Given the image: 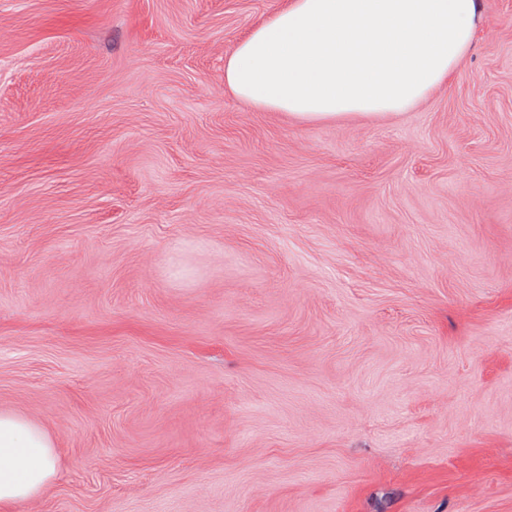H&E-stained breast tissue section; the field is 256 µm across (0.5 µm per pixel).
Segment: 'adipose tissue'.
Wrapping results in <instances>:
<instances>
[{"instance_id":"1","label":"adipose tissue","mask_w":512,"mask_h":512,"mask_svg":"<svg viewBox=\"0 0 512 512\" xmlns=\"http://www.w3.org/2000/svg\"><path fill=\"white\" fill-rule=\"evenodd\" d=\"M477 0H290L224 58L237 99L303 124L413 109L448 83L475 40ZM57 470L51 436L0 411V508Z\"/></svg>"}]
</instances>
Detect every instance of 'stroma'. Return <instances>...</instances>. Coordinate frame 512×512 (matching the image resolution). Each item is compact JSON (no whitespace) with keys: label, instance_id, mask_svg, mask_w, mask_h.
Listing matches in <instances>:
<instances>
[{"label":"stroma","instance_id":"obj_1","mask_svg":"<svg viewBox=\"0 0 512 512\" xmlns=\"http://www.w3.org/2000/svg\"><path fill=\"white\" fill-rule=\"evenodd\" d=\"M288 0H0L10 512H512V0L410 111L224 57ZM51 436L30 419L0 411V510L39 495L57 470Z\"/></svg>","mask_w":512,"mask_h":512}]
</instances>
